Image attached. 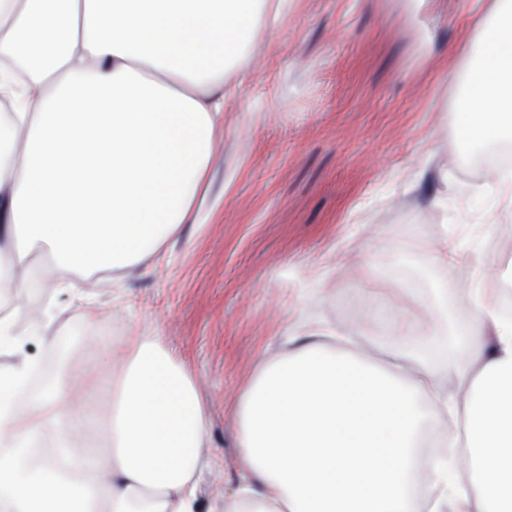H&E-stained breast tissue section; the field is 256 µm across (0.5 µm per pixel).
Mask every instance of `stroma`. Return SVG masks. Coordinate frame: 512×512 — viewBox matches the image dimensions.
Returning a JSON list of instances; mask_svg holds the SVG:
<instances>
[{
  "label": "stroma",
  "mask_w": 512,
  "mask_h": 512,
  "mask_svg": "<svg viewBox=\"0 0 512 512\" xmlns=\"http://www.w3.org/2000/svg\"><path fill=\"white\" fill-rule=\"evenodd\" d=\"M485 18L472 0H293L262 30L248 72L224 109L200 221L134 267L117 286L78 278L95 298L99 331L160 338L198 382L208 413L210 512L239 476L234 403L263 354L307 325L353 333L376 353L391 310L408 293L444 289L448 315L465 317L467 289L497 279L512 259V210L484 189L490 166L457 137L461 84ZM447 170L448 207L430 205ZM448 244L463 260L423 267ZM48 330L29 327L28 294L9 308L21 349L46 378L67 336L70 377L103 357L69 291L42 292ZM426 360L446 383L468 361L448 333Z\"/></svg>",
  "instance_id": "35a3bbf8"
}]
</instances>
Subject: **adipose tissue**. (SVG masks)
<instances>
[{
  "mask_svg": "<svg viewBox=\"0 0 512 512\" xmlns=\"http://www.w3.org/2000/svg\"><path fill=\"white\" fill-rule=\"evenodd\" d=\"M487 21L458 124L474 145L512 138V0ZM289 0H0V278L27 285L30 253L123 271L197 223L229 73ZM452 336L469 353L455 389L428 367L425 334L399 318L388 361L315 323L264 358L236 402L237 486L220 512H512V316L468 291ZM120 372L98 442L103 380L17 394L32 360L0 364V512H200L207 413L161 340L107 344ZM452 421L449 479L425 456L421 404ZM47 445L38 453L36 443Z\"/></svg>",
  "mask_w": 512,
  "mask_h": 512,
  "instance_id": "adipose-tissue-1",
  "label": "adipose tissue"
}]
</instances>
